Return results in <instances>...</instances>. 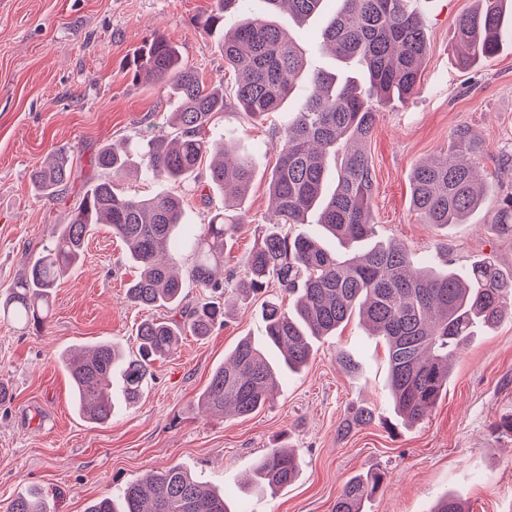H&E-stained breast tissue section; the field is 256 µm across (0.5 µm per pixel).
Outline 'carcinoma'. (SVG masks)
Returning <instances> with one entry per match:
<instances>
[{"label":"carcinoma","instance_id":"cac0c4a2","mask_svg":"<svg viewBox=\"0 0 512 512\" xmlns=\"http://www.w3.org/2000/svg\"><path fill=\"white\" fill-rule=\"evenodd\" d=\"M249 0H219L203 13L207 32L224 27V15L244 19L224 34V63L237 75L234 97L254 119L280 111L305 69L296 40L276 24L285 11L301 23L322 11L329 0H265L267 15H248ZM512 23V0H477L459 16L452 50L463 68H473L497 55ZM322 49L340 63L358 61L364 82L340 68L309 77V91L288 118L276 167L268 178L275 220L261 242L228 274L233 293L246 302L275 282L288 294L292 308L278 298L265 300L266 336L260 344L242 338L224 364L216 368L199 397L210 413L246 417L262 409L279 385L281 371L300 372L308 364L313 343L359 314L371 335L388 347V388L397 416L411 425L425 418L448 389L454 357L476 332L512 318V275L494 263L476 260L464 269L452 262L443 268L413 266L402 243L376 240L372 206L374 179L362 148L377 121L375 103L411 96L427 51L425 25L411 0H341L321 33ZM134 83L160 86L179 101L171 113V132L139 143L137 159L144 173L173 185L182 184L211 159L206 185L231 192L208 223L188 237V278L210 298L185 302L182 277L175 271L182 243L175 234L182 224L184 195L178 191L138 198L115 183L131 166L126 151L101 147L94 167L108 177L95 182L76 202L66 224L52 225L49 242L7 288L0 310L27 328H43L52 288L79 261L85 238L104 224L127 247L138 274L128 285L127 300L145 309L162 307L164 318H148L137 330L138 357L127 360L111 343L84 355L65 354L78 409L84 418L112 421L114 400L136 401L149 376L150 362L175 356L182 337L207 336L224 323V250L237 228L249 193L253 155L232 136L210 139L205 126L224 111V83L206 84L199 71L183 62L160 32L135 49L127 64ZM480 154L479 140L468 130L452 135L447 153L417 164L409 174L414 210L428 224L462 223L484 196V182L469 158ZM73 160L65 153L34 169L31 182L39 196L52 199L66 189ZM317 215L321 234L344 252L328 249L320 234L291 235L288 225L304 224ZM497 228L512 236V196L498 212ZM119 372V392L112 375ZM369 406L349 408L340 427L349 431L375 421ZM299 463L290 448L276 447L255 466L256 490L275 492L290 485ZM385 474L370 472L349 478L333 512H363L381 489ZM7 512H48L42 496L20 495ZM87 512H234L223 494L207 489L178 465L146 475L97 500ZM432 512H466L455 497L444 496Z\"/></svg>","mask_w":512,"mask_h":512}]
</instances>
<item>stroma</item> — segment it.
<instances>
[{"label": "stroma", "instance_id": "obj_1", "mask_svg": "<svg viewBox=\"0 0 512 512\" xmlns=\"http://www.w3.org/2000/svg\"><path fill=\"white\" fill-rule=\"evenodd\" d=\"M474 0H413L427 35V58L415 92L377 108L366 142L373 170V218L378 240L396 241L419 265L467 267L488 258L512 272V238L494 227L512 194V40L495 57L460 68L450 51L458 17ZM215 0H0V290L41 251L55 224L68 223L76 200L99 177L92 160L105 144L136 149L145 135H162L174 99L152 85L133 83L126 64L153 32L177 46L209 83L232 86L219 37L198 24ZM323 17L291 33L304 50L308 72L331 69L319 50ZM253 121L234 99L204 133L234 132L256 160L243 207L244 221L224 254L237 266L254 246L269 215L268 177L281 149L284 112ZM466 129L482 143L475 164L487 183L481 207L462 224H426L410 202L413 166L447 150ZM73 159L63 194L37 197L30 173L51 155ZM182 233L208 223L222 195L188 181ZM135 276L123 243L105 226L85 240L79 266L53 290L43 329L0 318V382L12 399L0 405V512L17 496L37 490L50 512H87L88 506L149 470L180 465L223 488L237 512H332L352 475L385 472L366 512H431L450 494L469 512H512V435L495 424L512 413V319L479 332L454 359L448 391L431 414L410 428L392 420L386 379L388 354L359 320L317 343L308 367L285 378L273 401L237 419L203 412L198 400L213 370L245 336L264 338L260 300L236 305L225 326L206 337L185 336L174 357L158 360L141 399L118 408L111 422L82 419L71 401V379L61 356L71 348L113 342L137 349L138 325L152 312L131 305ZM360 363L343 371L338 351ZM375 408L370 425L339 434L350 405ZM295 448V482L274 495L241 484L269 448Z\"/></svg>", "mask_w": 512, "mask_h": 512}]
</instances>
